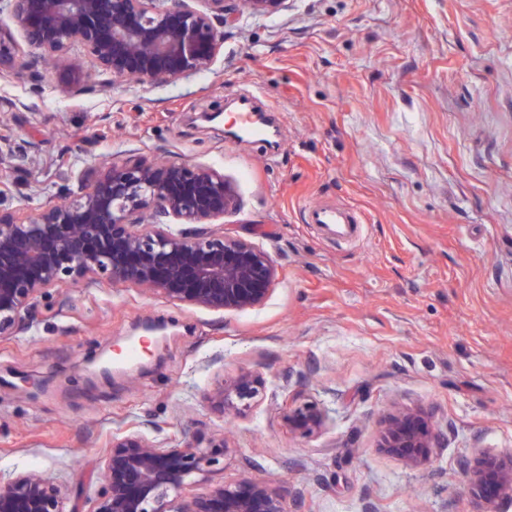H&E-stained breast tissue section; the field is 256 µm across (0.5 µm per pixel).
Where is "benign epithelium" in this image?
<instances>
[{
    "label": "benign epithelium",
    "instance_id": "benign-epithelium-1",
    "mask_svg": "<svg viewBox=\"0 0 512 512\" xmlns=\"http://www.w3.org/2000/svg\"><path fill=\"white\" fill-rule=\"evenodd\" d=\"M299 0H0L37 54L21 53L0 27V78H25L36 92L43 66L53 64L70 97L132 83L144 91L208 71L224 48L227 29L245 15L294 11ZM61 203L26 208L3 201L13 185L0 181V335L20 329L36 299L51 288L111 281L146 288L166 299L213 311L261 306L276 279L270 254L215 227L239 208L224 173L178 157L165 161L131 155L77 175ZM259 376H220L206 394L211 407L236 415L258 402ZM288 423L305 434L324 425L313 402L288 409ZM439 434L417 410L390 416L381 448L409 465L430 459ZM224 441L161 448L138 430L112 435L104 483L92 512H286L284 492L243 478L217 484L193 498L183 488L207 474L224 455ZM479 512H501L512 500V454H477L464 469ZM0 512H82L66 506L48 479L19 473L0 480Z\"/></svg>",
    "mask_w": 512,
    "mask_h": 512
}]
</instances>
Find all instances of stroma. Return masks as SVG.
<instances>
[{"mask_svg":"<svg viewBox=\"0 0 512 512\" xmlns=\"http://www.w3.org/2000/svg\"><path fill=\"white\" fill-rule=\"evenodd\" d=\"M251 95L277 110L275 145L189 120ZM3 128L21 147L0 165L14 207L120 155L214 166L240 201L225 234L278 276L245 313L106 281L38 298L28 328L0 335V475L41 472L91 512L113 432L143 424L159 444L223 435L187 498L249 477L290 490L288 512H474L462 463L512 452V0H301L148 92L2 83ZM323 201L354 210L355 232L306 223ZM148 328L137 361L84 368ZM243 369L260 400L222 417L205 395ZM307 401L325 424L301 435L285 411ZM399 408L447 435L425 465L379 447Z\"/></svg>","mask_w":512,"mask_h":512,"instance_id":"obj_1","label":"stroma"}]
</instances>
